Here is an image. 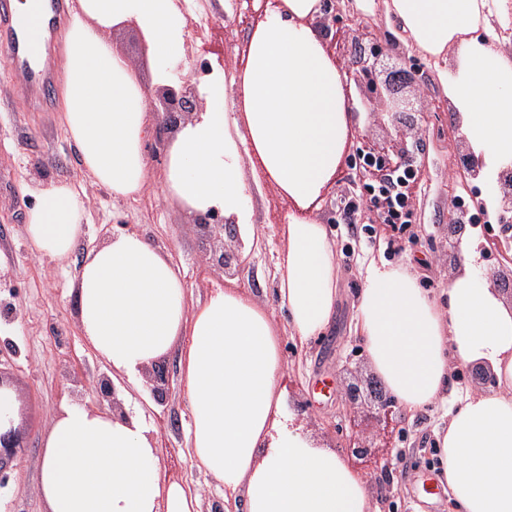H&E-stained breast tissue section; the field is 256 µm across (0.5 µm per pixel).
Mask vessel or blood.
Wrapping results in <instances>:
<instances>
[{"label":"vessel or blood","instance_id":"vessel-or-blood-1","mask_svg":"<svg viewBox=\"0 0 512 512\" xmlns=\"http://www.w3.org/2000/svg\"><path fill=\"white\" fill-rule=\"evenodd\" d=\"M66 12L65 0H39L37 11L19 20L11 0H0V51L10 57L16 84L27 98L47 102L53 77L48 67L35 60L37 44L44 35L60 30Z\"/></svg>","mask_w":512,"mask_h":512}]
</instances>
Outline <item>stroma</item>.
I'll return each instance as SVG.
<instances>
[{"label":"stroma","mask_w":512,"mask_h":512,"mask_svg":"<svg viewBox=\"0 0 512 512\" xmlns=\"http://www.w3.org/2000/svg\"><path fill=\"white\" fill-rule=\"evenodd\" d=\"M197 7L212 20V33L204 36L189 27L181 65L202 84L215 67L228 75L243 67L250 33L266 5L264 0H198ZM324 8L312 24L346 73V93L357 103L355 135L314 212L336 245L341 270L336 320L324 335L307 341L283 335L287 401L313 438L338 449L369 479L381 512H455L451 493L433 501L415 498L421 477L444 479L436 445L437 431L448 423L442 408L413 415L394 402L383 411L365 393L355 406L345 403L346 387H362L373 375L354 332L352 302L362 286L360 264L371 257L420 261L422 285L436 295L469 256L492 285H499L512 276V264L501 253V219L489 216L481 203L485 184L469 174L472 150L434 60L397 42L384 0H373L366 9L357 0H325ZM109 38L140 82L151 84L153 62L139 30L129 25ZM373 54L378 57L374 95L353 68L359 58ZM363 142L408 148L423 178L412 222L393 242L371 233L367 223L346 224L339 210L341 198L354 187L350 163ZM148 160L146 185L136 199H117L94 185L77 165V151L61 122L59 96H51L46 107L28 101L0 52V372L18 396V427L27 441L10 470L8 487L0 490V512H46L38 474L53 417L62 403L90 399L100 380L111 374L85 346L76 313L75 275L91 247L120 232H138L170 254L190 304L204 301L217 284L244 288L273 309L278 324L286 322L276 302V263L293 203L267 184L252 185L257 239L241 267L221 274L205 257L209 243L194 228L192 213L164 196L163 159L152 152ZM64 179L83 184L87 222L69 257L52 262L33 253L25 224L34 205L32 187ZM459 199L467 226L461 246L448 229V210ZM178 357L171 352L142 372L146 388L163 389L162 402L149 408L158 430L155 455L161 473L199 489L200 512H244L240 506L226 507L217 482L190 454L186 430L191 412Z\"/></svg>","instance_id":"stroma-1"}]
</instances>
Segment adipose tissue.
Segmentation results:
<instances>
[{
    "label": "adipose tissue",
    "mask_w": 512,
    "mask_h": 512,
    "mask_svg": "<svg viewBox=\"0 0 512 512\" xmlns=\"http://www.w3.org/2000/svg\"><path fill=\"white\" fill-rule=\"evenodd\" d=\"M408 40L434 60H452L442 83L460 130L482 162L485 208L512 162V55L489 40L512 27V0H384ZM320 0L269 5L250 35L246 63L232 76L214 69L200 88L209 106L188 122L166 155L165 196L190 211H223L255 228L251 180H263L296 208L278 262L277 300L291 335L323 334L336 314L340 266L313 215L353 135V99L342 67L310 20ZM135 25L155 62L153 87L168 86L183 58L187 17L179 0H77L64 33L61 109L78 164L113 197L132 198L148 172L151 89L109 40ZM241 87L246 133L233 137L219 103ZM258 167L247 177L246 164ZM26 234L41 257L67 256L85 209L73 184L34 187ZM355 331L374 374L411 412L449 404L437 437L440 466L457 512H512V304L466 261L448 281L447 301L423 288L414 265L369 261L360 270ZM88 347L113 377L140 385V373L179 350L198 464L246 512H379L367 479L336 449L297 424L286 405L288 363L274 314L241 288H217L189 306L169 255L127 232L87 251L75 284ZM486 365L488 392L450 389L458 365ZM154 427L143 409L114 414L87 401L62 404L45 441L39 487L48 512H198L190 487L164 480Z\"/></svg>",
    "instance_id": "ef3b65f1"
}]
</instances>
